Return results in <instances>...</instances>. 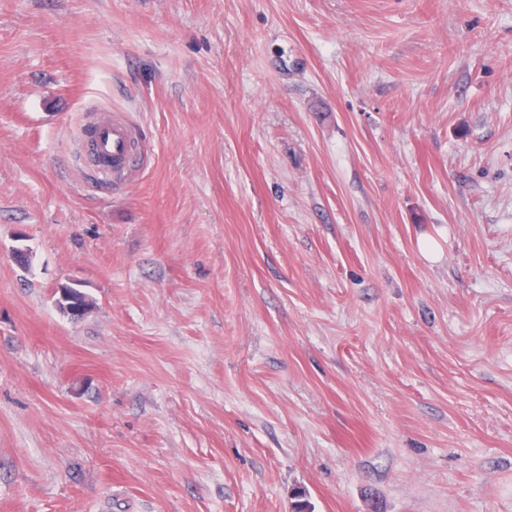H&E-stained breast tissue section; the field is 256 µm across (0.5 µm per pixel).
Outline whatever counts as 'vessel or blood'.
<instances>
[{
	"instance_id": "1",
	"label": "vessel or blood",
	"mask_w": 512,
	"mask_h": 512,
	"mask_svg": "<svg viewBox=\"0 0 512 512\" xmlns=\"http://www.w3.org/2000/svg\"><path fill=\"white\" fill-rule=\"evenodd\" d=\"M137 144L134 122L123 112L103 109L89 124L86 138L78 141L74 158L92 177L108 182L128 174Z\"/></svg>"
}]
</instances>
